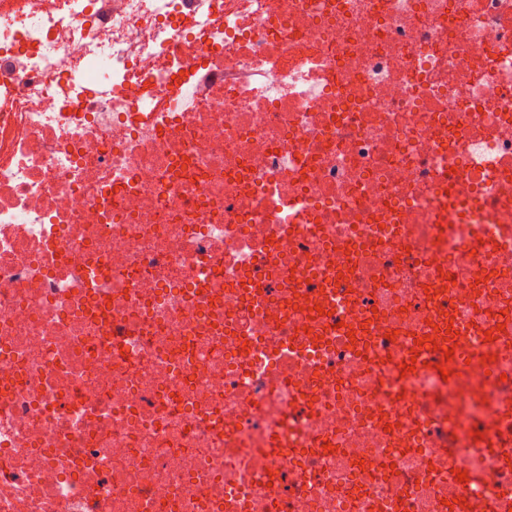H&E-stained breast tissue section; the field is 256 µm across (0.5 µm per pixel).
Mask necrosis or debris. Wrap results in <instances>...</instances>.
I'll use <instances>...</instances> for the list:
<instances>
[{
  "instance_id": "1",
  "label": "necrosis or debris",
  "mask_w": 512,
  "mask_h": 512,
  "mask_svg": "<svg viewBox=\"0 0 512 512\" xmlns=\"http://www.w3.org/2000/svg\"><path fill=\"white\" fill-rule=\"evenodd\" d=\"M0 512H512V0H0Z\"/></svg>"
}]
</instances>
